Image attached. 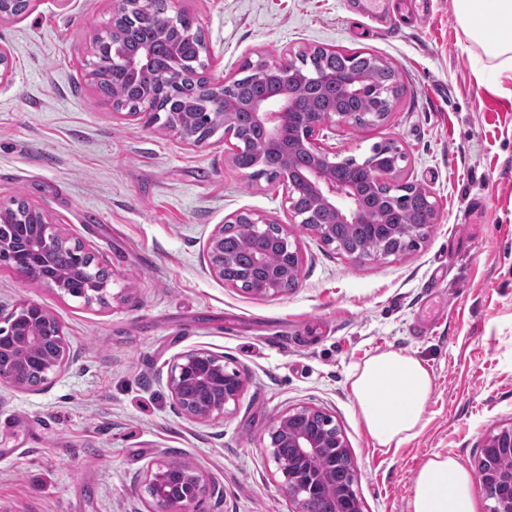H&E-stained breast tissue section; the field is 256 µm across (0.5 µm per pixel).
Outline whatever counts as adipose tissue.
Listing matches in <instances>:
<instances>
[{"label":"adipose tissue","instance_id":"ef3b65f1","mask_svg":"<svg viewBox=\"0 0 512 512\" xmlns=\"http://www.w3.org/2000/svg\"><path fill=\"white\" fill-rule=\"evenodd\" d=\"M469 36L493 60L488 80L512 71V0H453ZM364 427L374 445L399 447L423 426L432 378L422 362L400 351L366 359L349 378ZM412 512H476L469 474L450 456L434 455L420 469L411 499Z\"/></svg>","mask_w":512,"mask_h":512}]
</instances>
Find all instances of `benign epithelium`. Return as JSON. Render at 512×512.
<instances>
[{"label": "benign epithelium", "mask_w": 512, "mask_h": 512, "mask_svg": "<svg viewBox=\"0 0 512 512\" xmlns=\"http://www.w3.org/2000/svg\"><path fill=\"white\" fill-rule=\"evenodd\" d=\"M33 0H0V17L19 16L31 9ZM111 35L98 36L96 42L125 43L134 49L120 62L125 74L138 81L144 80L142 104L153 108L170 92L180 94L192 88L196 94L213 102L224 98L225 82L209 74V64L203 59L205 42H200L196 56L179 63L167 71L153 67L152 47L139 42L132 18L149 13L150 0H113ZM114 60L107 54L97 56L91 77L94 83L103 84L111 75ZM271 69L280 75V85L272 95H258L247 101L246 109L252 118L263 125L269 139L281 141L285 129L313 127L322 129L333 123H350V116L336 111L331 101L326 107H318L306 114H298L295 101L293 62L275 63ZM13 75L12 54L0 45V84ZM167 128L182 143L200 147L213 137V133L198 128L193 112H169L166 114ZM291 153L307 154L312 159L306 171L280 174L285 185L284 201L301 224L326 244H336V227L349 229L359 226L364 207L363 188L352 183H339L330 174L335 158L330 152L314 142L313 135L302 137L288 144ZM305 182L312 193L311 205L323 211L325 220L313 224L296 198L295 179ZM0 218L9 219L17 228L10 234L0 233V259L8 260L10 267L20 276L46 282L67 292L68 279L78 278L85 282L81 294L86 304H107L110 296V280L102 275L94 263V255L79 240L61 233L52 224L48 214L27 202L19 209L5 210L0 206ZM271 222L252 213H239L232 217L229 225H222L209 239L207 255L210 269L225 283L238 287L232 277L235 258L224 252V235L228 228L249 229L259 235ZM429 229L427 224H384L382 230L394 240L423 237ZM64 249L74 252L76 257L69 275L54 279L47 274L54 255ZM281 250L284 259L275 265L268 263L267 255ZM300 268V255L288 240V235L262 240L250 277L253 288L250 292L260 297H273L284 293V286L294 280ZM72 357L63 328L58 320L40 305L28 300L16 302L10 309L0 307V386L23 388L24 374L38 375L46 383L49 375L61 372ZM166 385L171 397L187 419L195 422L219 421L224 418L228 406L236 404L245 389V378L238 371L229 372L224 357L204 349L186 351L171 363L166 376ZM272 456L278 465L288 496L295 506L293 512H304L307 496L321 494L333 505L332 512H363L362 503L351 484L339 486L320 472L304 466L311 458L342 461L344 467L355 474L354 462L347 449L341 429L332 416L320 408L299 406L279 414L269 428ZM282 448H293L296 457H283ZM479 457L489 461L501 454H512V426L489 432L479 445ZM171 465L161 464L157 471L150 472L146 491L150 497V512H187L188 506L203 495L221 496L219 486L205 483L197 470L188 464L180 466L186 481V493L180 500L171 499L165 488L166 472ZM480 485L491 501L489 512H512V469L503 470L494 465L479 475Z\"/></svg>", "instance_id": "1"}]
</instances>
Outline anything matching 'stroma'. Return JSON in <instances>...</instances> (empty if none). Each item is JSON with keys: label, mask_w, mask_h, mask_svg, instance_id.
Here are the masks:
<instances>
[{"label": "stroma", "mask_w": 512, "mask_h": 512, "mask_svg": "<svg viewBox=\"0 0 512 512\" xmlns=\"http://www.w3.org/2000/svg\"><path fill=\"white\" fill-rule=\"evenodd\" d=\"M169 0L203 33L211 75L316 47L365 52L399 72L387 119L329 126L319 143L364 160L393 140L397 184L429 188L438 219L413 249L355 260L289 213L280 181L250 178L223 133L190 147L116 113L90 79L112 0H34L0 20L14 77L0 85V205L19 198L83 241L110 274L108 304H85L0 266V307L33 301L75 357L51 383L0 389V512H148L152 465L186 463L220 486L193 512H290L267 429L289 408L329 413L357 469L363 512H411L415 478L439 454L474 471L490 430L512 424V73L499 83L453 0ZM478 222L463 223L474 203ZM282 225L301 253L297 288L259 297L211 274L206 245L237 213ZM203 348L246 377L222 422L178 415L159 376ZM388 350L433 378L424 428L375 448L347 381Z\"/></svg>", "instance_id": "35a3bbf8"}]
</instances>
